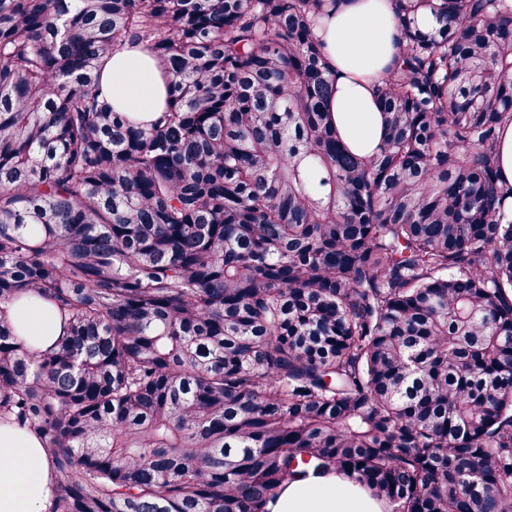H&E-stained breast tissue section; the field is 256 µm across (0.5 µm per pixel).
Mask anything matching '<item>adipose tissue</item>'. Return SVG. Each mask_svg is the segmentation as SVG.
I'll return each mask as SVG.
<instances>
[{"mask_svg": "<svg viewBox=\"0 0 512 512\" xmlns=\"http://www.w3.org/2000/svg\"><path fill=\"white\" fill-rule=\"evenodd\" d=\"M333 62L335 92L327 110L344 142L360 155L380 144L382 118L375 85L398 54L399 30L391 0H341L322 32ZM101 83L116 110L149 122L166 108L167 79L147 53L125 48L101 70ZM7 319L35 350L62 334L52 307L22 298L9 306ZM51 463L38 434L0 423V512H48ZM270 512H388L384 500L345 473L331 471L280 488Z\"/></svg>", "mask_w": 512, "mask_h": 512, "instance_id": "obj_1", "label": "adipose tissue"}]
</instances>
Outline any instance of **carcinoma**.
Listing matches in <instances>:
<instances>
[{
    "instance_id": "1",
    "label": "carcinoma",
    "mask_w": 512,
    "mask_h": 512,
    "mask_svg": "<svg viewBox=\"0 0 512 512\" xmlns=\"http://www.w3.org/2000/svg\"><path fill=\"white\" fill-rule=\"evenodd\" d=\"M340 0H0V420L49 512H269L341 471L389 512H512V0H392L375 154L342 142ZM428 13L424 31L416 17ZM126 45L168 75L113 110ZM101 83L112 106L150 122L166 108L167 79L156 62L139 48L115 53L101 70ZM498 164L502 180L512 185V124L502 132ZM5 315L33 350L51 346L62 335L61 322L46 302L24 297L9 306Z\"/></svg>"
}]
</instances>
